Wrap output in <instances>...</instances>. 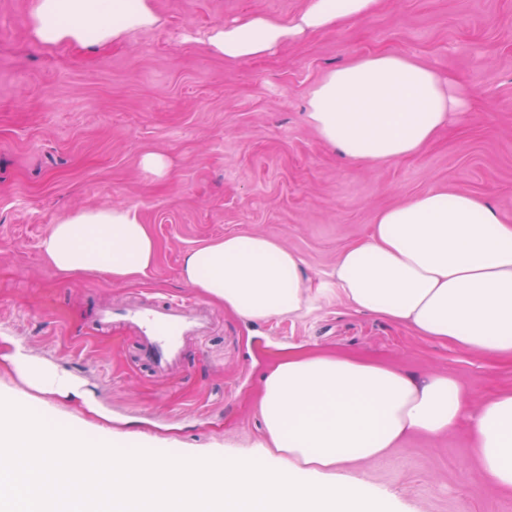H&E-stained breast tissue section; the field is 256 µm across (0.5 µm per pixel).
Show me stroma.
I'll return each mask as SVG.
<instances>
[{"label":"stroma","instance_id":"obj_1","mask_svg":"<svg viewBox=\"0 0 512 512\" xmlns=\"http://www.w3.org/2000/svg\"><path fill=\"white\" fill-rule=\"evenodd\" d=\"M307 0H153L158 24L97 51L44 48L28 35L32 0H0V395L27 399L87 438L126 434L148 459L257 451V410L270 348L292 344L449 374L472 402L512 390V360L488 359L352 310L326 284L339 253L380 209L433 186L489 199L512 220V0H381L369 17L228 63L202 43L214 25L261 12L285 21ZM377 51L450 73L472 94L422 153L379 167L345 160L309 126L310 92L330 71ZM166 155L165 177L145 171ZM120 205L157 245L138 281L66 277L38 243L70 211ZM262 233L296 251L313 292L292 315L246 325L207 303L209 333L188 340L167 376L136 356L130 327L101 330L99 304L181 299L189 249ZM82 380L88 399L29 390L15 349ZM348 472L387 512H512V493L471 461L458 426L411 436Z\"/></svg>","mask_w":512,"mask_h":512}]
</instances>
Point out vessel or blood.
Segmentation results:
<instances>
[{"mask_svg": "<svg viewBox=\"0 0 512 512\" xmlns=\"http://www.w3.org/2000/svg\"><path fill=\"white\" fill-rule=\"evenodd\" d=\"M115 315L137 330L139 359L158 373L180 362L187 339L204 335L208 323L204 311L191 300L140 302L116 310H98L104 324Z\"/></svg>", "mask_w": 512, "mask_h": 512, "instance_id": "obj_1", "label": "vessel or blood"}]
</instances>
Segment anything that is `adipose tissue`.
I'll return each instance as SVG.
<instances>
[{
    "label": "adipose tissue",
    "mask_w": 512,
    "mask_h": 512,
    "mask_svg": "<svg viewBox=\"0 0 512 512\" xmlns=\"http://www.w3.org/2000/svg\"><path fill=\"white\" fill-rule=\"evenodd\" d=\"M379 0H308L282 22L251 14L212 27L205 46L229 62L261 57L303 35L370 16ZM152 0H34L31 39L86 49L157 25ZM472 94L449 75L410 57L377 52L331 71L314 89L307 119L322 141L354 163L377 166L420 154L470 108ZM43 260L70 276L101 273L124 284L154 267L157 243L123 206L72 211L40 240ZM182 280L226 312L257 323L301 311L311 286L300 256L275 239L229 234L187 252ZM330 278L357 312L408 326L492 359L512 360V224L486 199L432 187L377 212L369 233L347 246ZM11 361L43 393L82 396L51 366ZM259 456L186 457L149 462L122 452V440L81 438L15 396L0 397V512H127L157 490L175 492L199 471L210 490L270 494L273 512H382L383 503L349 466L385 456L413 435L433 437L460 424L471 460L512 490V390L470 406L455 378H420L382 361L289 348L261 379ZM112 472L107 498L77 493L85 470Z\"/></svg>",
    "instance_id": "ef3b65f1"
}]
</instances>
